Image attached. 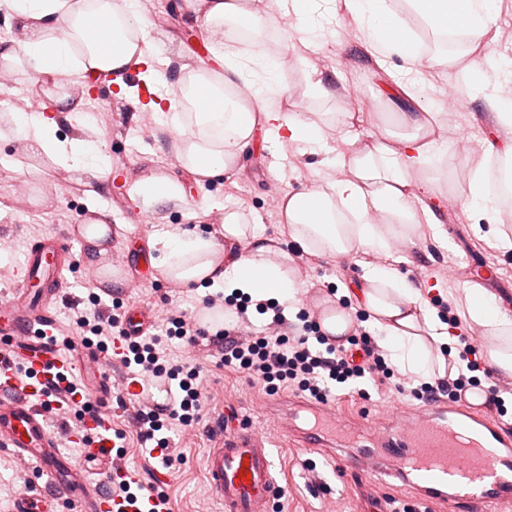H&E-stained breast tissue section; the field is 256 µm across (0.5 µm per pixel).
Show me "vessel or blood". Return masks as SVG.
Masks as SVG:
<instances>
[{
  "label": "vessel or blood",
  "mask_w": 512,
  "mask_h": 512,
  "mask_svg": "<svg viewBox=\"0 0 512 512\" xmlns=\"http://www.w3.org/2000/svg\"><path fill=\"white\" fill-rule=\"evenodd\" d=\"M69 252L62 237L32 242L15 271L12 298L0 300V447L31 462L55 488L43 497L20 493L13 512H60L65 504L71 512H134L128 503L97 490L51 428L61 412L58 391L71 364L56 341L59 330L49 305L56 296L60 260ZM154 320L153 311L132 306L124 327L135 337ZM122 352L119 341L97 352L101 377L96 399L111 394L112 366ZM110 428L108 413L91 412L83 429H69L67 441L103 464L114 449ZM282 428L283 436L303 446L337 449L342 468L375 482L394 478L413 483L420 495L447 501L451 512H503L512 506V432L466 401L429 404L395 430L375 433L350 427L329 406L295 397ZM212 437L206 475L224 512H268L280 493L269 440L245 423L229 431L216 425Z\"/></svg>",
  "instance_id": "b4317fda"
}]
</instances>
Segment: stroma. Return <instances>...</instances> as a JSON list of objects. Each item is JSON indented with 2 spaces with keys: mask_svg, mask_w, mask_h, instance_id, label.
I'll use <instances>...</instances> for the list:
<instances>
[{
  "mask_svg": "<svg viewBox=\"0 0 512 512\" xmlns=\"http://www.w3.org/2000/svg\"><path fill=\"white\" fill-rule=\"evenodd\" d=\"M167 23L175 27L176 35L173 43L161 46L158 57L151 59L152 69L172 79L179 64H187L193 73L215 61L219 44L208 39L193 23L176 12L169 13ZM331 25L345 40L344 49L324 48L310 56L312 65L331 89L330 96L325 98L306 95L303 65L291 60L282 39L272 38L270 32L251 36L245 53L265 56L279 64L290 89L288 112L352 113V124L345 134L359 147L380 136L386 128L403 134V127L391 119L388 104L395 79L406 75L402 60L391 58V71L381 70L366 53L352 19L338 13L332 16ZM466 63V58L461 57L434 68L432 86L426 96L433 108L447 113V138L438 141L436 147L448 149L453 155L448 163L450 176L445 193L427 196L426 201L443 225L451 227V236L444 245L429 239L418 243L411 249L409 263L400 267L402 273L423 284L424 297L430 305L441 307L451 319L456 312L452 304L441 301L439 288H460L473 282L486 288L500 308L512 315V251L491 247L475 236L472 226L482 223L483 218L467 209L462 193L471 177L472 158L479 154L484 140L499 134L483 98L469 97L464 92L462 70ZM89 85L95 96L106 103L105 111L98 113L97 118L112 157L109 188L101 204L111 210L112 221L117 225L112 232L113 256L141 252L155 258V251L149 247L152 233L162 231L168 224L208 232L221 224L228 208L254 212L264 234L287 242L288 235L278 219L280 197L318 182L295 145L281 148L258 138L254 151L243 162L239 177L200 185L184 169L180 146L173 135L157 128L143 131L146 112L134 111L132 103L113 94L102 77L91 79ZM19 151L17 144H0V238H6L9 243L8 248L0 250V296L5 297L10 294L12 272L22 261L31 240L49 233L72 235L74 227L84 223L88 216L79 173L47 163L26 173L19 172L14 166ZM151 173L178 176L187 200L209 197L213 209L188 219L181 203L159 207L132 200L130 190L134 182ZM20 183L27 185L34 197L25 214L13 206L15 187ZM449 200L455 201L454 210H447L445 203ZM84 248V243L73 242L71 263L62 272L58 298L52 306L61 333H71L76 311L90 309L89 298L93 295L99 297V309L107 315L117 306L141 305L160 310L167 304L195 314L203 311L205 301L212 296L207 289L186 288L159 278L145 280L142 273L130 266L123 269L125 288L105 289L84 264ZM293 263L300 273L301 284L294 306L314 318L319 315L318 300L328 296L333 281L352 289L362 273L358 264L338 266L308 253L294 258ZM169 350L173 361H190L202 366L211 397L195 435L175 438L174 444L185 463L174 476L166 478L163 489L170 496L175 512H224L223 505L211 495L204 473L205 457L212 446L213 425L234 412L259 429H271L274 421L266 414L265 406L288 397L290 391L284 388L275 395L267 393L261 384L244 374L216 366L205 345L191 347L176 340ZM412 387V382L397 372L381 384L366 382L367 393L363 396L348 387L338 388L330 405L351 424L372 423L382 406L410 411L419 408L420 400L410 394ZM136 413L132 405H114L109 409L114 443L124 449L119 458L121 465L138 474L141 483L148 484L152 481L151 463L138 443ZM273 454L275 478L287 494L272 500L268 512H369L375 500L386 508L398 501L422 508L423 512H448L443 502L420 500L412 485L398 480L377 487L357 475L342 477L322 448H303L281 436L275 442ZM29 484L42 493L48 489L45 479L36 476L28 461L0 448V512H12L16 496Z\"/></svg>",
  "mask_w": 512,
  "mask_h": 512,
  "instance_id": "1",
  "label": "stroma"
}]
</instances>
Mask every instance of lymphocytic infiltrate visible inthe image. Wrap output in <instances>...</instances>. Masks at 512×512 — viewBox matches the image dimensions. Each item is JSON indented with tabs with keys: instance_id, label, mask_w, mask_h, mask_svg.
<instances>
[{
	"instance_id": "obj_1",
	"label": "lymphocytic infiltrate",
	"mask_w": 512,
	"mask_h": 512,
	"mask_svg": "<svg viewBox=\"0 0 512 512\" xmlns=\"http://www.w3.org/2000/svg\"><path fill=\"white\" fill-rule=\"evenodd\" d=\"M235 309L238 325L221 330L210 339L216 364L235 367L250 379L262 382L267 391L275 392L285 387L325 404L332 398L336 386H353L366 377L386 379L390 376L374 338L367 332L350 336L347 344L341 345L322 334L317 322L307 320L299 326L290 323L282 307L270 301L259 304L258 309L271 313V332L248 334L241 325L248 309L247 302L237 303ZM74 324L82 335V346L87 348L92 347L94 338L111 341L125 335L122 317L118 314L105 316L80 311ZM163 339L140 336L128 342L123 362L137 366L138 372L130 379L121 397L140 406L144 381L155 378L167 384L177 383L178 401L148 409L140 406L137 413L139 442L154 443L161 451L163 467L173 472L179 470L184 458L170 448L166 438L161 437L163 422L169 419L183 427L199 423L203 383L198 367L171 361ZM459 342V356L467 362V374L421 384L413 391L416 398L432 401L445 396L456 400L465 395L469 386L475 385L474 373L479 369L474 358L476 348L470 337H460Z\"/></svg>"
}]
</instances>
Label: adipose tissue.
Segmentation results:
<instances>
[{"label": "adipose tissue", "instance_id": "1", "mask_svg": "<svg viewBox=\"0 0 512 512\" xmlns=\"http://www.w3.org/2000/svg\"><path fill=\"white\" fill-rule=\"evenodd\" d=\"M406 2L434 35L468 36L466 53L473 58L469 70L485 75L473 91L483 95L503 132L502 137L485 140L484 156L512 172V66L478 52L479 40L497 22L501 0H482L479 16L473 13V0ZM320 6L321 0H268L265 11L250 12L239 0H184L188 19L203 33L224 35V49L211 74H197L191 89L173 83L167 96L170 111L155 110L154 118L180 139L183 166L200 184L236 175L261 131L270 141L298 143L315 156L319 187L286 193L279 201L280 221L291 240L304 252L337 264L359 253L384 258L383 263L364 266L356 290L337 287L335 300L323 305L322 330L336 337L347 333L353 314L341 299L355 293L367 314L364 326L379 333L388 360L414 382H427L446 370L448 324L436 308L424 303L399 266L408 262L407 252L421 230L436 238L446 234L433 211L421 203L422 196L433 194L440 183L436 170L448 164L447 155L435 151V113L396 110V119L416 130L406 141L375 139L359 150L333 147L325 129L343 128L344 113L325 119L313 112L302 118L277 108L288 86L276 62H262L260 73L248 79L234 49L240 28L257 32L293 15L298 22L285 31V47L298 61H305L328 34L318 19ZM343 7L378 66H386L393 57L420 65L422 73L414 82L397 86L399 101L419 100L429 86L424 72L440 65V58L421 59L408 26L389 0H343ZM0 10L16 29L15 38L0 46V67L10 71L26 66L34 82L45 87H60L62 78L75 71L85 79L101 72L123 78L157 54L162 38L144 16L141 0H0ZM185 101L191 111H181ZM63 122L78 128V135L56 137ZM100 136L96 117L67 93L54 97L51 105L0 116V140L21 143L25 155L45 156L81 173L92 200L107 191L112 169ZM485 172L484 163L476 165L466 199L469 210L490 221L473 230L490 246L510 250L512 234L506 226L512 216L485 190ZM75 231L85 244L83 261L100 284L121 288L124 275L112 263L107 215L97 213ZM150 240L158 251L154 266L166 280L281 304L298 294L288 253L273 246L238 211H225L219 227L206 234L171 224ZM448 299L467 324L484 329L490 341L489 363L512 373V317L477 283L450 292Z\"/></svg>", "mask_w": 512, "mask_h": 512}]
</instances>
